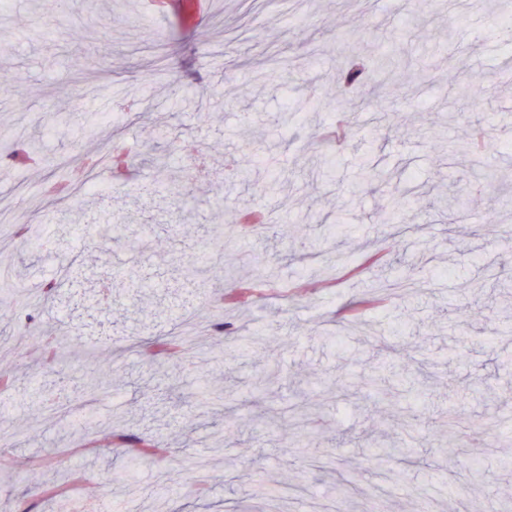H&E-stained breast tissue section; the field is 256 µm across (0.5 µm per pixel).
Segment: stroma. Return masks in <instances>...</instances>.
Returning <instances> with one entry per match:
<instances>
[{"label":"stroma","mask_w":512,"mask_h":512,"mask_svg":"<svg viewBox=\"0 0 512 512\" xmlns=\"http://www.w3.org/2000/svg\"><path fill=\"white\" fill-rule=\"evenodd\" d=\"M68 2L0 5V267L18 287L0 294V371L13 380L0 393V512H236L259 484L258 512H488L511 502L512 336L497 329L499 286L512 285V266H500L512 257V40L492 48L457 24L497 27L491 0H200L195 15L187 0L160 10L151 0ZM350 30L429 79L413 99L396 85L347 89L380 105L347 113L338 143L320 138L321 112L286 110L312 88L335 97ZM275 59L285 72L273 88L259 74ZM471 80L477 111L458 98ZM180 91L204 118L173 109ZM74 109L97 131L57 121ZM51 116L33 160L13 158L16 134ZM475 124L500 147L492 184L457 152ZM158 128L165 167L148 162ZM116 135L128 146L126 181L100 167L92 196L53 192L82 179L87 155L108 153ZM274 143L279 183L253 191L245 164ZM363 159L380 180L359 184ZM452 187L472 194L460 218L437 203ZM402 190L409 208L382 223ZM241 207L271 214L278 237L264 226L242 237L226 274L197 227ZM78 209L126 224L125 239L89 245L54 275L60 257L24 245L16 227L63 228ZM336 211L351 226L341 239L328 235ZM253 251L265 252V270L243 263ZM372 251L386 254L384 269L364 266ZM191 260L202 273L187 285ZM250 281L261 299L227 310L225 296ZM189 317L242 323L261 339L241 345L215 331L173 363L138 352ZM89 357L112 366L111 394L91 404L54 383L60 373L77 381ZM201 384L226 401L197 404ZM401 422L414 431L412 461L378 457ZM109 423L177 449L185 467L126 468L125 444L74 455ZM299 429L317 452L286 441ZM474 463L486 481L460 494ZM123 468L129 476L104 485ZM353 468L362 490L337 510L332 487ZM400 470L408 482L391 486Z\"/></svg>","instance_id":"obj_1"}]
</instances>
